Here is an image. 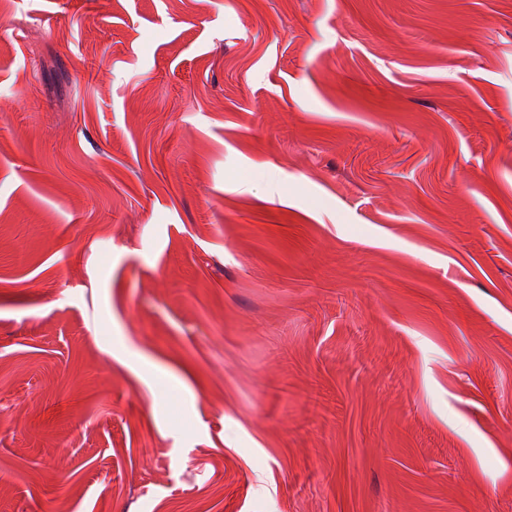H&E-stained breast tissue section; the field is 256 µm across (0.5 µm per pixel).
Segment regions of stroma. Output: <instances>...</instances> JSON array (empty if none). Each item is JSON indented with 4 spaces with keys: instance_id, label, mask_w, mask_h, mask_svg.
<instances>
[{
    "instance_id": "stroma-1",
    "label": "stroma",
    "mask_w": 512,
    "mask_h": 512,
    "mask_svg": "<svg viewBox=\"0 0 512 512\" xmlns=\"http://www.w3.org/2000/svg\"><path fill=\"white\" fill-rule=\"evenodd\" d=\"M512 512V0H0V512Z\"/></svg>"
}]
</instances>
